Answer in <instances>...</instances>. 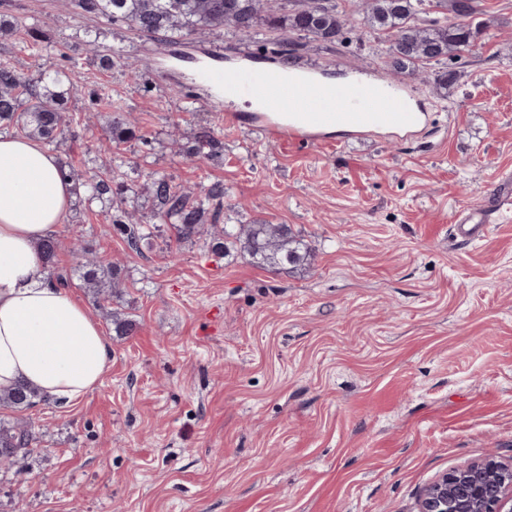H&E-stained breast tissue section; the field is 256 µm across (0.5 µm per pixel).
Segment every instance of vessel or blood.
<instances>
[{
    "label": "vessel or blood",
    "mask_w": 512,
    "mask_h": 512,
    "mask_svg": "<svg viewBox=\"0 0 512 512\" xmlns=\"http://www.w3.org/2000/svg\"><path fill=\"white\" fill-rule=\"evenodd\" d=\"M205 81L219 86L225 98H255L275 109L269 130L283 142L309 140L334 124L363 135L378 126L406 129L420 117L408 104L409 92L399 85H384L354 78L343 83L305 77L290 71L228 67L204 72ZM454 222L457 235L475 239L490 224L512 222V174L492 181L482 199L462 206Z\"/></svg>",
    "instance_id": "b4317fda"
}]
</instances>
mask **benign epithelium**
Listing matches in <instances>:
<instances>
[{
	"mask_svg": "<svg viewBox=\"0 0 512 512\" xmlns=\"http://www.w3.org/2000/svg\"><path fill=\"white\" fill-rule=\"evenodd\" d=\"M418 512H512V460L490 456L443 474L424 490Z\"/></svg>",
	"mask_w": 512,
	"mask_h": 512,
	"instance_id": "1",
	"label": "benign epithelium"
}]
</instances>
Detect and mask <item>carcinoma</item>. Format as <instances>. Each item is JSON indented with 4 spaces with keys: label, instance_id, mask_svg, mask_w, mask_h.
<instances>
[{
    "label": "carcinoma",
    "instance_id": "carcinoma-1",
    "mask_svg": "<svg viewBox=\"0 0 512 512\" xmlns=\"http://www.w3.org/2000/svg\"><path fill=\"white\" fill-rule=\"evenodd\" d=\"M290 8L282 13H264L262 0H67L87 13L101 14L114 22L130 25L139 33L180 39L195 34L229 28L250 37L264 25L278 33L276 54L281 61L293 62L298 43L294 36H311L338 45L353 27L346 12L334 0H287ZM425 0H362L361 14L368 27L391 34L389 55L394 74L412 79L422 64L442 62L450 56L458 59L470 51L474 37L473 21L477 15L475 0H430L435 6L454 14V21L444 25H419L416 16L424 11ZM6 122L30 138L54 142L70 132L63 97L26 77L15 66L0 62V123ZM133 132L129 116L112 117L105 129L106 140L120 143ZM61 175L80 181L93 196L112 194V203H123L127 187L114 186L89 171L79 174L61 168ZM147 190L159 205L157 217L174 223L177 237L191 240L203 233L201 204L189 192L175 189L164 177H155ZM112 223L121 227L129 248L139 251L150 235V228L133 224L120 214ZM231 246L250 256L262 268L280 269L301 266L309 251L303 239L286 224H226L212 237L211 250L223 254ZM85 287L103 286L97 262L79 265ZM41 400L34 391L19 388L0 396V407L29 409ZM35 431L29 424L0 420V448H15L12 455L0 456V463L12 465L32 451Z\"/></svg>",
    "mask_w": 512,
    "mask_h": 512
}]
</instances>
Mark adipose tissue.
<instances>
[{
	"label": "adipose tissue",
	"instance_id": "obj_1",
	"mask_svg": "<svg viewBox=\"0 0 512 512\" xmlns=\"http://www.w3.org/2000/svg\"><path fill=\"white\" fill-rule=\"evenodd\" d=\"M72 184L37 141L0 135V392L26 385L72 402L100 383L112 359L98 323L48 277L40 250L63 223Z\"/></svg>",
	"mask_w": 512,
	"mask_h": 512
}]
</instances>
